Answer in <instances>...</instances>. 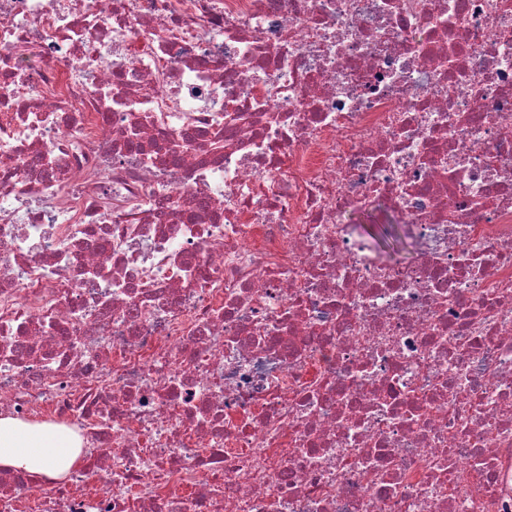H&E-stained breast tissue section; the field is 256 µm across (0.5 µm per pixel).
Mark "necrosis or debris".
I'll return each mask as SVG.
<instances>
[{
    "mask_svg": "<svg viewBox=\"0 0 512 512\" xmlns=\"http://www.w3.org/2000/svg\"><path fill=\"white\" fill-rule=\"evenodd\" d=\"M5 416L0 512H512V0H0ZM80 443L55 427L0 417V466L48 479L64 477L78 459Z\"/></svg>",
    "mask_w": 512,
    "mask_h": 512,
    "instance_id": "1",
    "label": "necrosis or debris"
}]
</instances>
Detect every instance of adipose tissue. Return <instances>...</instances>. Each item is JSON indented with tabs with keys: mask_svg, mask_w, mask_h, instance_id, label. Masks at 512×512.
Returning <instances> with one entry per match:
<instances>
[{
	"mask_svg": "<svg viewBox=\"0 0 512 512\" xmlns=\"http://www.w3.org/2000/svg\"><path fill=\"white\" fill-rule=\"evenodd\" d=\"M80 443L69 432L0 417V466L48 479L64 477Z\"/></svg>",
	"mask_w": 512,
	"mask_h": 512,
	"instance_id": "obj_1",
	"label": "adipose tissue"
}]
</instances>
